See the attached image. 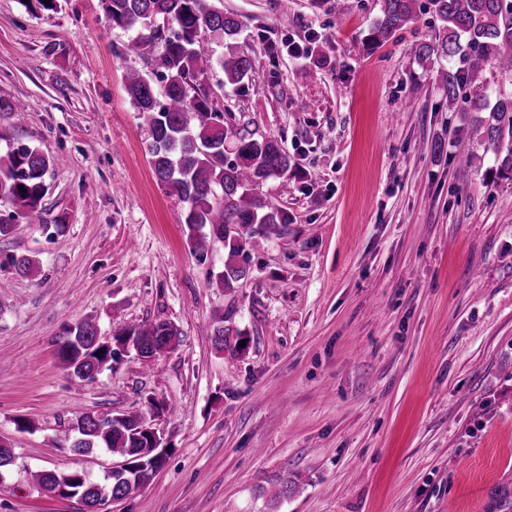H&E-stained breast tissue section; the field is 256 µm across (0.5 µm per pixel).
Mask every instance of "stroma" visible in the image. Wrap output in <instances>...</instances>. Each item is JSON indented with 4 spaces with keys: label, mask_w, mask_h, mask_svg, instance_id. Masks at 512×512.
I'll return each instance as SVG.
<instances>
[{
    "label": "stroma",
    "mask_w": 512,
    "mask_h": 512,
    "mask_svg": "<svg viewBox=\"0 0 512 512\" xmlns=\"http://www.w3.org/2000/svg\"><path fill=\"white\" fill-rule=\"evenodd\" d=\"M353 2L341 23L335 0H223L255 71L211 79L215 108L291 158L261 188L285 234L240 256L249 273L225 290L208 279L227 248L193 253L151 170L123 84L150 65L125 53L129 32L100 0H0V94L26 106L20 124L0 113V154L14 139L58 160L42 223L0 238V512H82L34 473L100 475L62 447L69 424L150 397L176 407L153 419L168 454L116 512H512L494 500L512 485V180L415 57L432 15L362 53L380 0ZM20 254L36 277L14 275ZM85 320L105 339L169 322L180 343L80 383L57 348Z\"/></svg>",
    "instance_id": "stroma-1"
}]
</instances>
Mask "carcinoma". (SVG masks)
<instances>
[{"label":"carcinoma","mask_w":512,"mask_h":512,"mask_svg":"<svg viewBox=\"0 0 512 512\" xmlns=\"http://www.w3.org/2000/svg\"><path fill=\"white\" fill-rule=\"evenodd\" d=\"M101 3L112 25L131 33L127 53L155 62L164 82L160 94L148 72L133 70L124 77L125 90L150 131L151 170L158 183L185 204L184 224L192 248L202 255L216 241L229 248L224 270L209 284L231 288L248 275L247 268L237 262L239 254L263 239L284 234L287 216L258 192L268 178L286 173L291 166L276 138L239 135L231 124L214 121L213 99L206 87L209 76L220 70L223 82L230 85L252 77V55L238 45L243 23L224 11L222 0ZM421 8L432 12L437 25L434 35L418 45V60L448 62L443 72L448 101H455L464 88H474L468 111L477 113L475 132L496 153L500 173L511 175L512 95L500 94L490 100L485 73L493 70L499 78L512 81V0H427L423 6L419 0H381L380 14L363 38L362 49L382 47ZM204 32L221 48L220 53L200 46ZM0 112L20 122L25 106L0 94ZM481 112L488 116H479ZM230 138L234 139L235 159L228 162L224 143ZM55 164V158L19 141L10 143L7 153L0 155V201L14 207L8 218L0 217V237L20 224L42 223L43 201L49 191L45 176ZM11 265L19 276L34 277L39 272L27 255L12 257ZM126 334L136 337L133 350L145 363L162 348L178 344L180 331L158 322L116 332ZM58 358L70 377L90 381L111 362L112 352L99 341L96 325L84 321L67 330ZM162 410L163 405L150 400L144 412L108 414L107 426L101 425V416L84 414L65 432L64 446L81 455L95 451L121 455L130 468L145 476L144 454L154 445L147 427L152 414ZM35 479L48 490L69 491V497L81 500L88 509L103 493L122 499L132 492L123 479L105 475L94 480L81 470L47 471Z\"/></svg>","instance_id":"carcinoma-1"}]
</instances>
